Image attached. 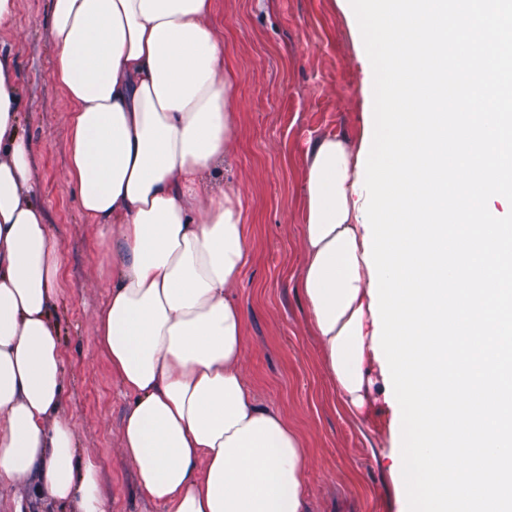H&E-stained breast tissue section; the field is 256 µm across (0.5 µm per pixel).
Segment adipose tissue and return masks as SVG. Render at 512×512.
<instances>
[{
    "mask_svg": "<svg viewBox=\"0 0 512 512\" xmlns=\"http://www.w3.org/2000/svg\"><path fill=\"white\" fill-rule=\"evenodd\" d=\"M213 0H51L54 77L68 98L69 175L87 223L112 228V290L97 323L135 399L121 448L167 512H307L298 431L246 382L233 292L251 261L240 193L202 191L235 154L232 89ZM17 71L0 54V481L35 482L73 512H105L91 463L58 418L62 358L50 319L60 258L31 198L17 135ZM359 147L328 134L303 179L300 286L348 414L382 382L364 260Z\"/></svg>",
    "mask_w": 512,
    "mask_h": 512,
    "instance_id": "ef3b65f1",
    "label": "adipose tissue"
}]
</instances>
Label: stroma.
Returning <instances> with one entry per match:
<instances>
[{
	"label": "stroma",
	"instance_id": "1",
	"mask_svg": "<svg viewBox=\"0 0 512 512\" xmlns=\"http://www.w3.org/2000/svg\"><path fill=\"white\" fill-rule=\"evenodd\" d=\"M343 0H214L211 25L224 37L236 74V161L206 174L205 187L241 191L252 261L234 299L246 315V380L258 399L299 432L310 458L309 512H401L389 473L390 410L374 423L344 412L310 328L300 288L305 251L302 178L311 143L326 134L358 138L367 66ZM50 0H16L0 50L18 71L17 128L33 144L32 184L55 237L62 274L52 307L64 359L58 414L69 421L79 459L91 461L107 512H166L138 489L120 448L122 419L134 401L112 373L95 332L112 269L101 228L85 223L69 179V104L54 68ZM0 512H64L34 489L0 483Z\"/></svg>",
	"mask_w": 512,
	"mask_h": 512
}]
</instances>
